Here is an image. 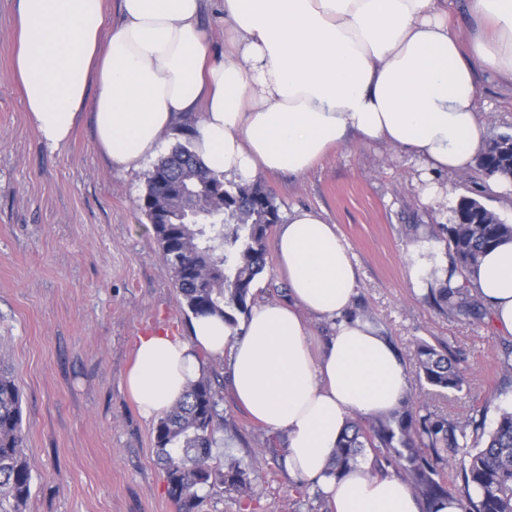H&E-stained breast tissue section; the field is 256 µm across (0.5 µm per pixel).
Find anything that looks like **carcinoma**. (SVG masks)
Listing matches in <instances>:
<instances>
[{
    "instance_id": "1",
    "label": "carcinoma",
    "mask_w": 512,
    "mask_h": 512,
    "mask_svg": "<svg viewBox=\"0 0 512 512\" xmlns=\"http://www.w3.org/2000/svg\"><path fill=\"white\" fill-rule=\"evenodd\" d=\"M480 170L488 168L512 176V153L477 157ZM154 169L163 180L146 177V204L141 206L152 226L162 259L169 266L183 306L192 315L218 314L231 327L237 316L249 312L251 289L265 267L267 240L278 223L279 208L258 184L237 185L232 190L193 156L184 145L161 158ZM213 184L224 196L211 202L220 213L210 224H190V214L206 208L199 199L184 195L179 185ZM471 199L461 198L453 208L455 223L443 227L455 258V270L470 272L480 257L506 236L512 225L487 208L458 224V214L469 210ZM454 274L436 280L427 298L440 311L481 320L485 308L468 284L451 286ZM424 381L440 390L459 391L462 371L448 355L422 343L416 351ZM220 386L205 377L193 383L160 418L155 429L156 456L166 473L168 495L175 512H199V490L233 491L251 497L250 468L239 464L221 468L212 462L215 435L224 429L219 411ZM474 436L464 457L462 486L448 488L444 470L448 459L441 451L459 447L467 429ZM20 390L0 367V512H24L31 494V471L25 454ZM370 448L402 472L421 503V512H438L448 498L458 501L461 512H512V411L500 413L494 427L485 431L467 418L451 423L437 413H420L406 398L391 413L362 424L348 422L332 453L329 474L344 476Z\"/></svg>"
}]
</instances>
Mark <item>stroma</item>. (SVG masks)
Returning a JSON list of instances; mask_svg holds the SVG:
<instances>
[{
    "mask_svg": "<svg viewBox=\"0 0 512 512\" xmlns=\"http://www.w3.org/2000/svg\"><path fill=\"white\" fill-rule=\"evenodd\" d=\"M18 0H0V363L22 396L32 474L25 512H173L156 460V419L144 418L125 387L137 337L186 335L189 318L149 220L139 207L146 171H121L95 144L90 114L70 142L46 147L30 125L15 77ZM489 106L488 135H512V84L478 80ZM480 169L451 176L458 196L512 224V198H486ZM280 217L311 208L335 224L358 271L354 310L369 318L404 359L421 405L453 421L480 416L493 427L512 407V338L491 320L439 312L424 296L454 256L440 225L455 199L421 201L420 165L382 144L348 140L302 176L261 175ZM449 348L467 380L440 393L419 380L421 341ZM226 426L220 464L252 465L253 499L207 497L203 512H326L308 502L313 484L289 477L286 441L255 423L223 389Z\"/></svg>",
    "mask_w": 512,
    "mask_h": 512,
    "instance_id": "stroma-1",
    "label": "stroma"
}]
</instances>
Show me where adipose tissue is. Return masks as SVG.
<instances>
[{"instance_id": "adipose-tissue-1", "label": "adipose tissue", "mask_w": 512, "mask_h": 512, "mask_svg": "<svg viewBox=\"0 0 512 512\" xmlns=\"http://www.w3.org/2000/svg\"><path fill=\"white\" fill-rule=\"evenodd\" d=\"M205 0H18L15 76L38 138L56 149L91 111L96 143L130 171L191 121L192 153L218 178L303 175L346 139L419 160L423 201L437 174L470 170L488 121L477 77L512 80V0H468L479 29L461 40L448 0H223L224 52L200 27ZM287 301L253 305L240 327L195 316L188 336L140 335L126 385L145 418L162 415L226 361L250 417L287 439L291 476L318 486L331 512H420L397 476L328 464L348 420L389 413L410 391L405 362L366 317L351 315L357 271L335 225L297 208L275 234ZM470 284L512 336V237L479 260ZM331 322L320 350L308 317Z\"/></svg>"}]
</instances>
